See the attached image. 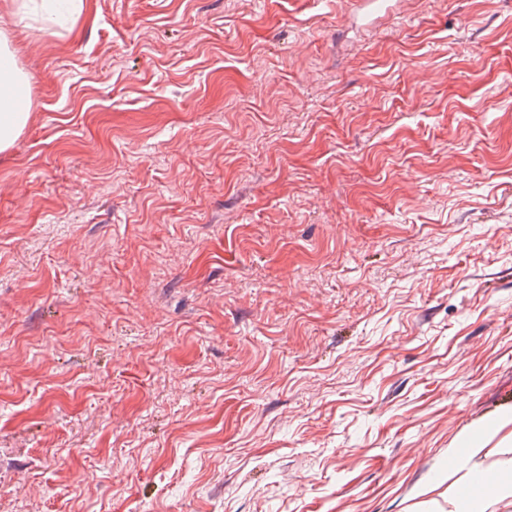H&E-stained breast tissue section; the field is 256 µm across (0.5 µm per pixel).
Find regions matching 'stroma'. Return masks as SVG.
Wrapping results in <instances>:
<instances>
[{
	"mask_svg": "<svg viewBox=\"0 0 512 512\" xmlns=\"http://www.w3.org/2000/svg\"><path fill=\"white\" fill-rule=\"evenodd\" d=\"M0 512H448L512 409V0L0 7ZM18 50L0 33V152L7 151L25 128L29 112L15 101L13 89L26 82L18 67ZM497 427L484 435L470 440L468 460L470 462L471 476L474 473H484V459L492 452L488 446L494 441L498 434L504 429H510L508 436L503 437L496 443L494 448H510L512 447V410L510 412L501 413L498 417Z\"/></svg>",
	"mask_w": 512,
	"mask_h": 512,
	"instance_id": "35a3bbf8",
	"label": "stroma"
}]
</instances>
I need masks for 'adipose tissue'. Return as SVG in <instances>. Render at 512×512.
<instances>
[{
    "mask_svg": "<svg viewBox=\"0 0 512 512\" xmlns=\"http://www.w3.org/2000/svg\"><path fill=\"white\" fill-rule=\"evenodd\" d=\"M18 50L0 33V152L7 151L25 128L29 113L13 95L26 80L17 63Z\"/></svg>",
    "mask_w": 512,
    "mask_h": 512,
    "instance_id": "obj_1",
    "label": "adipose tissue"
}]
</instances>
